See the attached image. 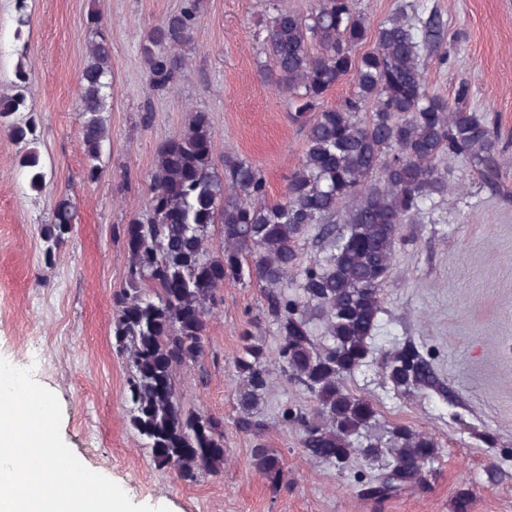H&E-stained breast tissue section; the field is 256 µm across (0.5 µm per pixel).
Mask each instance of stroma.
<instances>
[{"instance_id": "obj_1", "label": "stroma", "mask_w": 512, "mask_h": 512, "mask_svg": "<svg viewBox=\"0 0 512 512\" xmlns=\"http://www.w3.org/2000/svg\"><path fill=\"white\" fill-rule=\"evenodd\" d=\"M409 20L436 16L442 46L422 45L425 91L453 98L469 82L468 105L497 129L503 148L497 187L484 185L468 160L448 163V194L400 225L374 355L348 377L377 410L378 428L400 424L438 444L432 475L383 501L364 498L373 473L344 474L304 452L282 408L308 401L283 376L258 409L266 441L285 463L273 488L250 466L252 441L231 423L240 378L233 358L243 329L269 352L278 338L259 320V289L228 283L211 318L202 365L178 369L185 408L224 419V467L194 483L153 463L129 424L127 369L112 336V295L125 285L127 252L116 232L143 207L159 147L180 132L189 109L208 112L218 152L246 158L265 173L270 198L285 194L305 151V132L289 118L287 97L259 74L257 32L267 0H201L185 53L188 64L169 93L152 91L141 54L147 32L183 0H28L20 25L15 0H0V94L26 71L35 148L48 173L30 192L22 150L0 129V358L33 367L62 408L61 436L88 469L118 483L133 503L170 512H512V0H414ZM107 20L112 84L104 117L112 135L102 176H85L77 77L89 61V13ZM79 219L53 264L44 261L40 225L61 195ZM413 341L431 358L444 394H398L381 359Z\"/></svg>"}]
</instances>
